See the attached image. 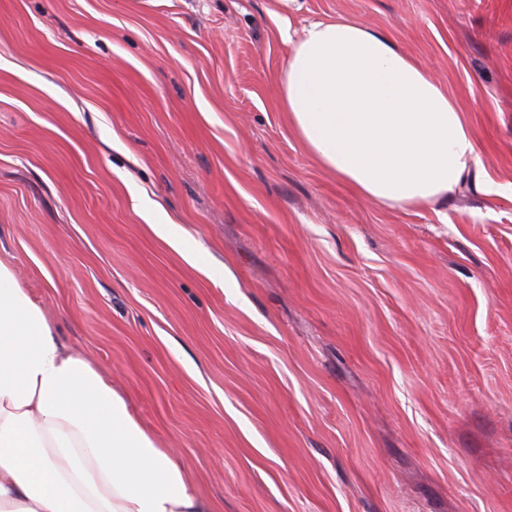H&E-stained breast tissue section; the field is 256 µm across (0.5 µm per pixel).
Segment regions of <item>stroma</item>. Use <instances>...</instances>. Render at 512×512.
<instances>
[{
    "label": "stroma",
    "mask_w": 512,
    "mask_h": 512,
    "mask_svg": "<svg viewBox=\"0 0 512 512\" xmlns=\"http://www.w3.org/2000/svg\"><path fill=\"white\" fill-rule=\"evenodd\" d=\"M338 17L459 100L448 202L291 128L281 29ZM0 262L213 512H512V0H0Z\"/></svg>",
    "instance_id": "stroma-1"
}]
</instances>
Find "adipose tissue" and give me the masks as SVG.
Returning a JSON list of instances; mask_svg holds the SVG:
<instances>
[{
    "instance_id": "1",
    "label": "adipose tissue",
    "mask_w": 512,
    "mask_h": 512,
    "mask_svg": "<svg viewBox=\"0 0 512 512\" xmlns=\"http://www.w3.org/2000/svg\"><path fill=\"white\" fill-rule=\"evenodd\" d=\"M283 35L281 107L305 150L363 199L437 205L478 168L457 100L388 34L339 18ZM0 512H212L172 449L2 264Z\"/></svg>"
}]
</instances>
